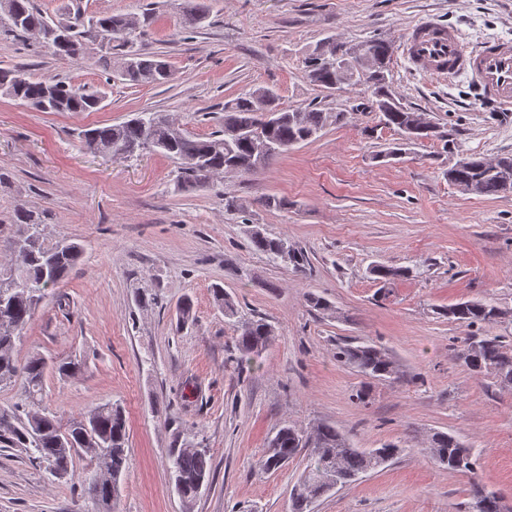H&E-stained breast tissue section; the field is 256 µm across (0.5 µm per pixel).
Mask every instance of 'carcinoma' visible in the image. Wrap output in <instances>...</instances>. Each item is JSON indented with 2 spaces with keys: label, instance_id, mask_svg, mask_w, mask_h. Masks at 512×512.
I'll return each instance as SVG.
<instances>
[{
  "label": "carcinoma",
  "instance_id": "cac0c4a2",
  "mask_svg": "<svg viewBox=\"0 0 512 512\" xmlns=\"http://www.w3.org/2000/svg\"><path fill=\"white\" fill-rule=\"evenodd\" d=\"M208 8L195 3L185 17V32H190L207 18ZM67 22L74 31L44 42L54 55L74 59L80 57L85 41L95 39L98 26H109L117 45L102 51L100 59H112V50L125 45L130 16L100 14L89 18L77 11ZM55 20L36 7L35 0H0V31L14 38L38 33L51 27ZM369 63L351 62L347 65L326 67L316 63L317 49L304 58L308 78L315 85L336 90L343 86H365L371 99L361 104L362 110L379 113L380 122L399 135V141L388 152L387 158H398L412 145L426 140L444 139L439 127L426 119L423 112L401 104L389 80L391 43L380 37L362 41ZM121 76L136 85L166 84L171 78L169 64L155 55L141 53L126 64ZM57 91L52 112H93L97 109L96 94L88 93L62 79L27 78L16 70H0V87L31 103L39 112L43 103L44 85ZM270 113L274 123H264L262 115ZM156 121L146 125L140 116L109 126L88 128L78 133L82 145L92 152L123 148L139 150L147 137H152L153 153L181 160L196 158L199 166L184 170L178 189L188 191L206 185L213 176L224 173L228 163L235 161L241 174H254L271 159L288 148L309 141L331 124H339L344 113L333 112L317 102L305 106L285 108L279 95L270 88L258 87L224 102V127L207 137L185 134L167 120L161 112ZM262 137L274 143L263 153L255 152L254 140ZM448 181L460 192L482 197L512 194V154L506 153L491 160L476 153L463 156V163L446 170ZM14 239L26 244H12L17 266L0 272V285L19 282L20 287L0 302V386L17 385L22 390L26 405L37 407L45 392L44 380L52 368L61 376H69L80 369L72 361L59 360L52 364L40 356L18 363L12 355L16 339L22 336L32 318L34 309L48 291L57 286L77 263L81 247L69 243L63 248L47 247L42 241V220L34 211H21L16 218ZM253 247L274 259L280 252H288V261L303 272L308 261L304 253L288 246V241L256 232ZM410 273L407 268L373 265L369 274L382 285H391L395 279ZM448 319L470 327L492 325L509 317L508 312L481 300L457 303L442 311ZM273 336L271 324L263 317H255L241 329L237 338L238 350L248 356L265 349ZM461 359L476 376H491L504 386H512V347L498 336H470L466 340ZM336 360L354 366L359 372L376 380L397 378L398 370L381 347L367 342L346 344L337 348ZM127 428L123 411L105 403L87 415L72 417L61 424L51 413L27 412L21 418L16 412L0 411V447L24 448L33 461L50 476L58 479L69 475L76 453L86 450L96 457H105L104 467L88 482L87 494L99 506V512H111L114 474H123L127 465ZM305 453V467L291 496L290 512H311L312 503L332 490L346 486L370 470L397 457L403 449L388 443L374 455L355 448L346 436L329 424L317 426L308 436L284 425L276 433V445L269 446L257 460L259 469L275 472L299 453ZM429 453L433 462L450 471L473 473L478 455L465 447L454 436L436 432L430 439ZM168 461L173 479L182 485L184 501L194 500L210 480L212 464L209 451L192 444L175 446L168 450ZM470 512H502L499 496L475 483L471 490Z\"/></svg>",
  "mask_w": 512,
  "mask_h": 512
}]
</instances>
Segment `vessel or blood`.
<instances>
[{"label":"vessel or blood","mask_w":512,"mask_h":512,"mask_svg":"<svg viewBox=\"0 0 512 512\" xmlns=\"http://www.w3.org/2000/svg\"><path fill=\"white\" fill-rule=\"evenodd\" d=\"M402 52L412 69L435 76H467L482 100L512 109V40L492 39L471 47L457 30L428 19L408 31Z\"/></svg>","instance_id":"1"}]
</instances>
